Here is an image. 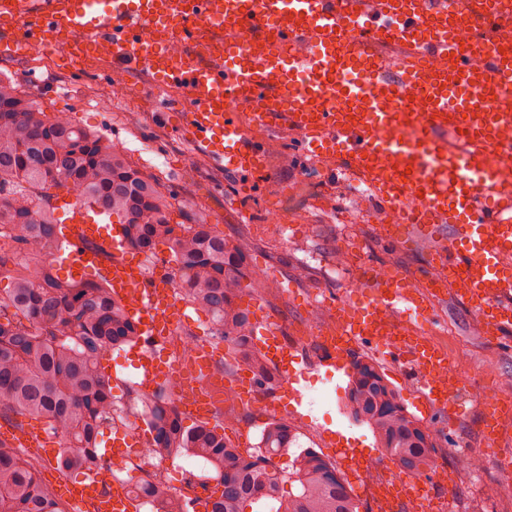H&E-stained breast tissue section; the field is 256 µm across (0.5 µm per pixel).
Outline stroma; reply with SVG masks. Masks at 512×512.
Here are the masks:
<instances>
[{
    "label": "stroma",
    "mask_w": 512,
    "mask_h": 512,
    "mask_svg": "<svg viewBox=\"0 0 512 512\" xmlns=\"http://www.w3.org/2000/svg\"><path fill=\"white\" fill-rule=\"evenodd\" d=\"M0 77L41 102L49 115L67 113L75 127L107 137L162 186L171 203L172 223L204 219L227 243L243 247L241 272L247 291L242 305L253 326L268 318L283 324L306 317L317 293L333 306L358 303V269L331 270L332 261L354 247L364 248L373 268H397L412 278L430 271L433 241L411 232L400 243L376 236L371 219L379 207L373 196H355L352 186L337 180L329 166L312 167L292 133L264 135L270 175L245 193L235 177L195 150L181 134L176 114L157 106L143 79L120 67L86 71L45 61L38 54L0 56ZM117 82L125 85L126 98L102 108ZM275 198L281 199L283 221L290 226L285 234L264 223ZM433 307L426 332L447 334L450 360L466 386L460 397L466 413L457 422H449L446 410L425 402L419 378L395 347L365 339L347 358L372 363L407 413L428 430L434 466L419 476L421 485L436 497H448L453 512H512V495L491 496L480 490L512 472L503 464L512 455V434L502 435L494 451L486 449L487 407L481 393L488 375L504 382L512 379V332L484 338L478 314L452 294L434 301ZM295 369L289 393H282L279 379L265 386L280 395L296 435L288 454L280 457V467H287L301 450L314 448L324 435L359 449L387 475L400 476L370 425L347 410L349 367L338 366L329 353L319 352L309 363H296ZM471 459L479 462L473 476L465 469Z\"/></svg>",
    "instance_id": "1"
}]
</instances>
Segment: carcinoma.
I'll return each instance as SVG.
<instances>
[{"label":"carcinoma","instance_id":"carcinoma-1","mask_svg":"<svg viewBox=\"0 0 512 512\" xmlns=\"http://www.w3.org/2000/svg\"><path fill=\"white\" fill-rule=\"evenodd\" d=\"M66 188L121 219L126 241L141 251L165 247L186 298L208 312L219 332L253 369L271 379L252 345V324L238 302L242 250L211 225L172 224L160 184L112 148L101 134L49 117L36 100L0 78V418L36 417L64 434L57 468L87 473L102 467L99 436L112 427L108 377L99 360L138 335L137 324L99 281L74 279L40 260L61 249L56 207L47 190ZM351 413L374 430L389 457L414 476L431 467L427 430L410 417L375 367L353 363ZM152 445L198 461L216 480L210 512H358L335 469L311 450L283 472L265 456L292 442L283 419L262 434L264 455L246 457L207 424L187 427L170 404L149 408ZM39 453L0 440V512H66L40 483ZM294 490L283 492V484ZM168 512L186 506L167 489L147 490Z\"/></svg>","mask_w":512,"mask_h":512}]
</instances>
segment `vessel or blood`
Segmentation results:
<instances>
[{"label":"vessel or blood","instance_id":"1","mask_svg":"<svg viewBox=\"0 0 512 512\" xmlns=\"http://www.w3.org/2000/svg\"><path fill=\"white\" fill-rule=\"evenodd\" d=\"M171 43L177 55L165 53ZM37 51L86 68L116 62L146 77L166 93L193 146L246 191L267 173L258 133L298 131L311 157L367 183L399 229H449L432 261L480 312L487 335L512 330V182L498 174L512 167V140L502 136L512 127V100L496 89L512 75V13L491 0H0V55ZM434 58L447 70L431 69ZM349 69L359 79L341 83ZM416 91L425 106L412 100ZM463 112L473 118L466 127ZM72 211L61 227L70 248L61 266L80 278L110 253L113 295L138 286L129 310L142 334L160 335L162 281L148 277L103 211ZM361 275L374 291L340 318L343 347L361 336H398V349L423 372L427 400L459 416L432 379L440 358L399 331L396 314L417 304L420 280L406 290L396 271ZM279 334L276 321H264L257 346L289 378L294 366L277 353ZM73 496L90 512L133 509L122 491L101 494L95 478Z\"/></svg>","mask_w":512,"mask_h":512}]
</instances>
